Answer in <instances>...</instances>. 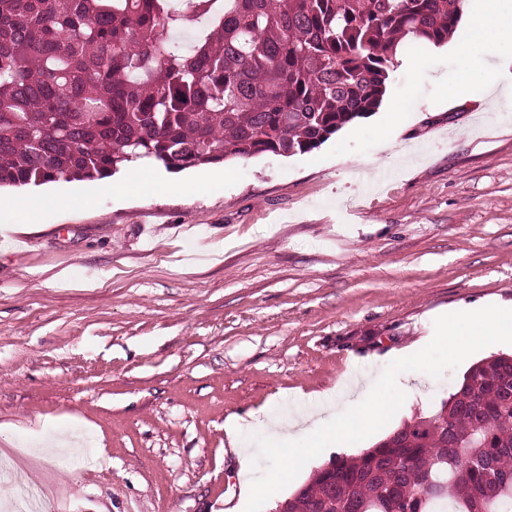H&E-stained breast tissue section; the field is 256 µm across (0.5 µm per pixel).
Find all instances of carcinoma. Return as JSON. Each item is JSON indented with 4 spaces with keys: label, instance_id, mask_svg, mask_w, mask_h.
Segmentation results:
<instances>
[{
    "label": "carcinoma",
    "instance_id": "carcinoma-1",
    "mask_svg": "<svg viewBox=\"0 0 512 512\" xmlns=\"http://www.w3.org/2000/svg\"><path fill=\"white\" fill-rule=\"evenodd\" d=\"M463 0H0V188L308 152L382 102L399 41ZM512 512V355L288 498V512Z\"/></svg>",
    "mask_w": 512,
    "mask_h": 512
}]
</instances>
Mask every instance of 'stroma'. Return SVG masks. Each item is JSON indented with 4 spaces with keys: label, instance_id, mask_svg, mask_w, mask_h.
Segmentation results:
<instances>
[{
    "label": "stroma",
    "instance_id": "1",
    "mask_svg": "<svg viewBox=\"0 0 512 512\" xmlns=\"http://www.w3.org/2000/svg\"><path fill=\"white\" fill-rule=\"evenodd\" d=\"M404 56L309 152L156 166L147 194L48 183L62 205L26 232L0 207V460L48 512H231L252 434L288 414L308 436L439 314L512 302V38ZM511 351L400 374L399 422ZM87 446L92 468L58 465Z\"/></svg>",
    "mask_w": 512,
    "mask_h": 512
}]
</instances>
